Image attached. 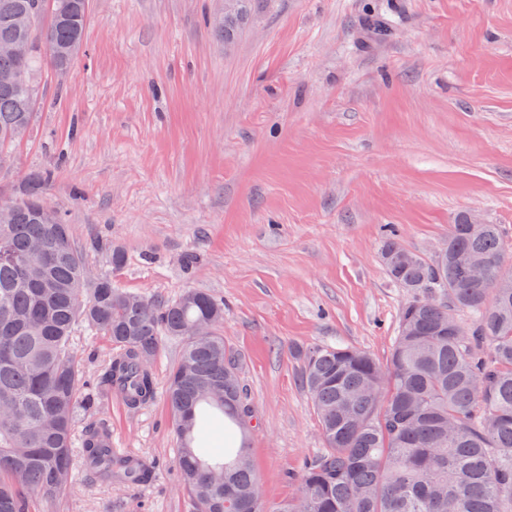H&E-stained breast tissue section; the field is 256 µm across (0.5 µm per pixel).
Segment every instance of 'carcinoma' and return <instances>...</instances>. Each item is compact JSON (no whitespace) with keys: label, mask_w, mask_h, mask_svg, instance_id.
Returning <instances> with one entry per match:
<instances>
[{"label":"carcinoma","mask_w":512,"mask_h":512,"mask_svg":"<svg viewBox=\"0 0 512 512\" xmlns=\"http://www.w3.org/2000/svg\"><path fill=\"white\" fill-rule=\"evenodd\" d=\"M0 0V43L41 40L21 63L0 54V72L22 69L23 84H0V163L4 149L30 132L46 70L63 76L68 51L84 42L85 0ZM50 174L25 183L23 197L0 203V512H31L55 498L75 457L74 423L118 389L133 407L156 384L149 362L162 336L181 340L167 381L179 442L175 465L198 512H267L248 448L208 454L213 425L245 432L252 410L240 385L241 359L216 327L224 305L188 290L155 303L91 273L62 215L47 218ZM447 252L430 262L390 234L382 259L392 280L415 294L400 310L390 362L366 351L324 345L300 353L303 385L317 415L323 448L300 474L298 498L277 512H512V253L496 224L473 231L454 224ZM487 259L481 282L456 257ZM469 317L448 324V309ZM109 338L116 349L94 387L82 382L75 328ZM85 468L104 483L148 482L106 447V429L80 435Z\"/></svg>","instance_id":"carcinoma-1"}]
</instances>
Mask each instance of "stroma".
<instances>
[{"label":"stroma","instance_id":"35a3bbf8","mask_svg":"<svg viewBox=\"0 0 512 512\" xmlns=\"http://www.w3.org/2000/svg\"><path fill=\"white\" fill-rule=\"evenodd\" d=\"M223 14L224 0H91L85 53L44 79L0 201L51 172L44 197L92 271L223 302L272 510L322 446L298 351L390 360L409 295L382 262L388 230L429 261L462 219L512 241V0H252L231 40L212 29ZM180 347L163 339L150 404L115 394L76 425L111 430L153 479L109 486L78 462L35 512H197L164 390ZM74 348L90 382L114 353L82 328Z\"/></svg>","mask_w":512,"mask_h":512}]
</instances>
